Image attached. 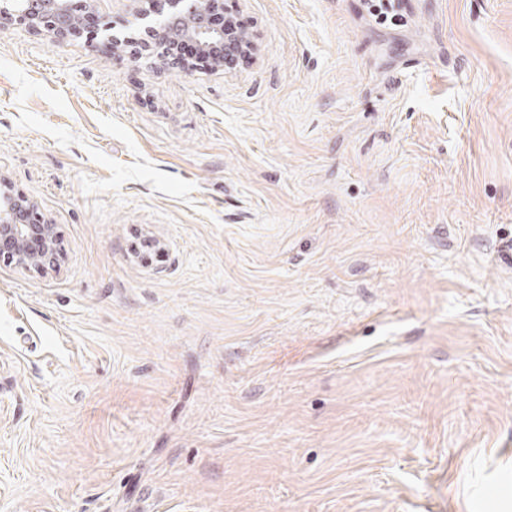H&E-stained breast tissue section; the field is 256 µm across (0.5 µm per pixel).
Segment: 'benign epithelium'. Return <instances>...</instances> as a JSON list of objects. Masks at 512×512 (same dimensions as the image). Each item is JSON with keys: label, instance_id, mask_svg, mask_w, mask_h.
Wrapping results in <instances>:
<instances>
[{"label": "benign epithelium", "instance_id": "benign-epithelium-1", "mask_svg": "<svg viewBox=\"0 0 512 512\" xmlns=\"http://www.w3.org/2000/svg\"><path fill=\"white\" fill-rule=\"evenodd\" d=\"M91 0H0V25L17 23L33 31L50 32L54 43L61 45L79 38L84 31L85 16L90 13ZM136 15L158 19L145 27L144 50L159 51L162 43L189 38L203 49L221 50L224 43L256 50L253 41L230 35L214 26L211 13L223 0H140ZM31 203L15 194L5 184L0 185V261L24 268L44 271L57 265L58 232L54 224H30L21 219Z\"/></svg>", "mask_w": 512, "mask_h": 512}]
</instances>
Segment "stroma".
<instances>
[{
  "instance_id": "35a3bbf8",
  "label": "stroma",
  "mask_w": 512,
  "mask_h": 512,
  "mask_svg": "<svg viewBox=\"0 0 512 512\" xmlns=\"http://www.w3.org/2000/svg\"><path fill=\"white\" fill-rule=\"evenodd\" d=\"M402 3L224 0L189 73L0 27L61 248L0 262V512H512V0ZM369 15L374 19L378 25L393 24L396 21V16L399 14L396 10V1L394 0H370L368 6ZM133 244V253L129 254L132 259H145L146 257L154 259L161 257L164 252L162 244L156 242V240L148 234L137 235Z\"/></svg>"
}]
</instances>
